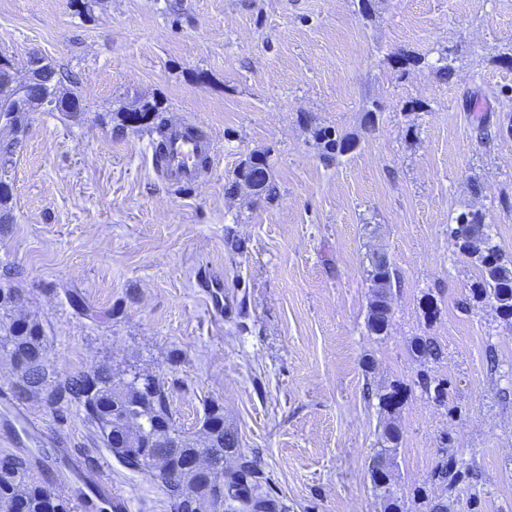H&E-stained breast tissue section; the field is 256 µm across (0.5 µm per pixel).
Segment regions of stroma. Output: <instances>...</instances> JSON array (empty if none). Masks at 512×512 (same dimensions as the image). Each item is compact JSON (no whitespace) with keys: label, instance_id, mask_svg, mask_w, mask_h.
<instances>
[{"label":"stroma","instance_id":"stroma-1","mask_svg":"<svg viewBox=\"0 0 512 512\" xmlns=\"http://www.w3.org/2000/svg\"><path fill=\"white\" fill-rule=\"evenodd\" d=\"M511 45L512 0H376L369 19L356 0H0V56L21 77L33 56L52 59L81 103L27 114L5 173L0 271L15 270L17 311L42 326L52 369L155 375L191 438L220 407L288 512H381L366 391L400 381L398 482L429 494L408 512H430L445 457L462 474L448 512H512V321L490 303L462 310L475 267L448 235L478 209L512 255V101L500 95L512 69L496 61ZM446 49V81L393 64ZM470 97L490 115L488 138ZM140 99L215 136L191 189L157 175L155 134L121 125ZM313 122L355 149L325 165ZM255 151L279 186L269 204L224 192ZM376 249L395 280L381 337L365 327ZM210 274L224 284L221 316L198 286ZM417 336L442 358L413 355ZM424 373L447 380V406L422 392ZM27 405L131 512H164L159 482L126 468L82 407Z\"/></svg>","mask_w":512,"mask_h":512}]
</instances>
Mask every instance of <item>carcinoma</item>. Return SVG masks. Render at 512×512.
I'll use <instances>...</instances> for the list:
<instances>
[{
	"mask_svg": "<svg viewBox=\"0 0 512 512\" xmlns=\"http://www.w3.org/2000/svg\"><path fill=\"white\" fill-rule=\"evenodd\" d=\"M455 58L451 52L440 53L436 59L435 74L450 78L455 71ZM422 63V57L406 51L398 55L394 65L406 74ZM140 117L145 124L141 130L159 129V106L155 102H141ZM312 136L328 165L339 163L340 157L354 148V142L340 136L329 127L315 126ZM244 181L257 188L256 199L263 203L274 201L279 195L278 185L271 173L262 171L252 163V157L243 160L226 184V192L235 194ZM456 227L451 229L460 251L469 255L478 275L470 285L468 301L495 304L505 320L512 319V256L505 255L493 240L490 226L485 223L483 212L469 210L455 217ZM10 269L3 270L0 285V354L5 355L19 372L16 383L17 398L39 397L53 405L62 400L83 408L86 420L97 429L106 447H123L118 458L127 468L138 472H152L150 460L157 453H164L178 465L204 451L211 456L212 470L205 485L222 486L229 499L225 512H288V506L278 494L268 490V477L254 459L240 448L238 435L224 427V414L212 406L205 411L202 438L190 441L177 425L171 410L165 383L160 379L133 371L129 379L112 382V375L104 369L58 377L46 357V339L40 324L32 319L14 317L11 311L16 289ZM368 280L372 299L366 316V328L371 335L387 334L392 318V308L386 304V295L392 287V271L385 254L376 252L370 259ZM412 350L421 358L434 360L442 355L440 345L432 336H417ZM419 386L439 403L448 402V388L441 381L434 382L422 376ZM402 383L397 381L376 393L379 413L384 424L378 438L372 464L381 465L395 459L401 435L394 414L402 403ZM236 455L237 463L224 470V454ZM10 466L14 473V494L26 500V512H76L70 497L50 492L36 476L31 459L26 455L6 454L0 457V468ZM164 491L165 503L170 512H190L188 501L173 487L168 477L154 475ZM433 482L440 485L443 494L431 512H448L447 494L456 486V476L448 471V461L438 465ZM384 503L386 512H407L404 492L391 485L373 483Z\"/></svg>",
	"mask_w": 512,
	"mask_h": 512,
	"instance_id": "1",
	"label": "carcinoma"
}]
</instances>
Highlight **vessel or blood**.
I'll use <instances>...</instances> for the list:
<instances>
[{"mask_svg":"<svg viewBox=\"0 0 512 512\" xmlns=\"http://www.w3.org/2000/svg\"><path fill=\"white\" fill-rule=\"evenodd\" d=\"M214 152V141L197 125L181 122L167 124L164 130L163 147L157 157V170L161 177L181 189L191 188L197 181L200 163ZM41 427L31 420L24 407L0 390V436L8 446L25 447L27 441L40 433ZM91 498L78 502L79 512H90L92 497L105 496L111 499L115 512H129L130 502L119 487L105 476L92 481Z\"/></svg>","mask_w":512,"mask_h":512,"instance_id":"b4317fda","label":"vessel or blood"}]
</instances>
